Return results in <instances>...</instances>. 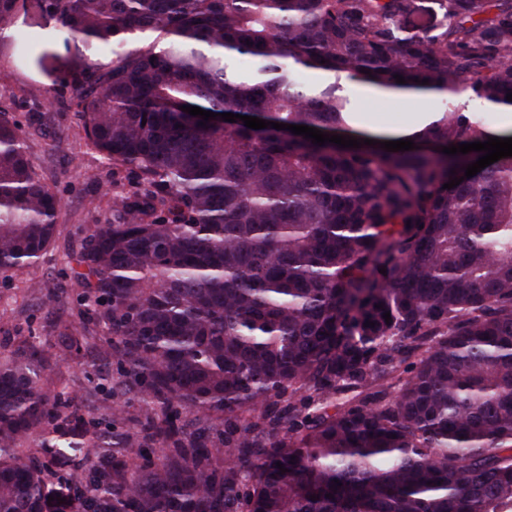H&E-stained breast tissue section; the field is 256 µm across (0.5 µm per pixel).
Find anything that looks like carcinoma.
Listing matches in <instances>:
<instances>
[{
    "instance_id": "cac0c4a2",
    "label": "carcinoma",
    "mask_w": 512,
    "mask_h": 512,
    "mask_svg": "<svg viewBox=\"0 0 512 512\" xmlns=\"http://www.w3.org/2000/svg\"><path fill=\"white\" fill-rule=\"evenodd\" d=\"M36 2L89 53L86 138L144 186L74 252L82 329L47 335L96 347L144 421L53 471L39 449L66 456L59 420H84L19 339L0 512H44L53 479L71 512H512V157L466 178L481 153L442 152L490 137L461 93L512 109V0ZM353 82L439 96L423 144L181 110L337 135ZM58 203L0 114L1 276L49 250Z\"/></svg>"
}]
</instances>
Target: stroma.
Instances as JSON below:
<instances>
[{
  "label": "stroma",
  "mask_w": 512,
  "mask_h": 512,
  "mask_svg": "<svg viewBox=\"0 0 512 512\" xmlns=\"http://www.w3.org/2000/svg\"><path fill=\"white\" fill-rule=\"evenodd\" d=\"M31 34L41 38L33 52L23 43ZM86 62L81 43L41 13L36 0H20L0 23V112L16 121L31 166L61 202L50 250L37 265L0 277V350H12L19 337L40 336L49 392L67 393L88 418L96 413L84 397L94 353L84 349L60 357L56 338H43V326L52 319L63 328L81 327L73 252L89 228L111 222L116 201L137 184L128 168L108 164L85 137L73 78ZM351 100L355 111L384 123L401 122L420 107L417 100L373 96L357 85Z\"/></svg>",
  "instance_id": "stroma-1"
}]
</instances>
